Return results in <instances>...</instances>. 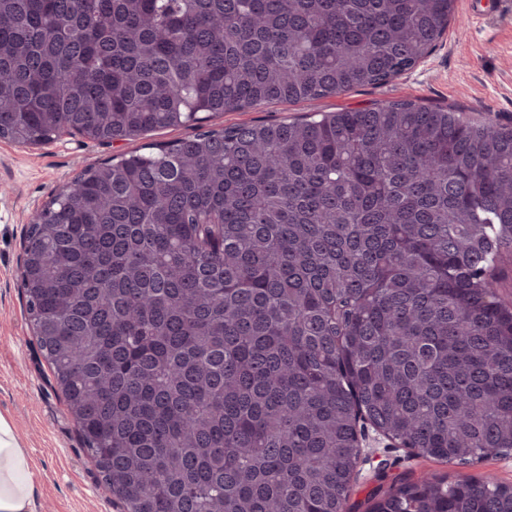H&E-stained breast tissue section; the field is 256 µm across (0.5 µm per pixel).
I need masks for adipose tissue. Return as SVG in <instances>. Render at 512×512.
Returning <instances> with one entry per match:
<instances>
[{
    "label": "adipose tissue",
    "mask_w": 512,
    "mask_h": 512,
    "mask_svg": "<svg viewBox=\"0 0 512 512\" xmlns=\"http://www.w3.org/2000/svg\"><path fill=\"white\" fill-rule=\"evenodd\" d=\"M0 512H37L31 457L13 424L0 415Z\"/></svg>",
    "instance_id": "1"
}]
</instances>
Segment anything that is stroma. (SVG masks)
I'll list each match as a JSON object with an SVG mask.
<instances>
[{"mask_svg": "<svg viewBox=\"0 0 512 512\" xmlns=\"http://www.w3.org/2000/svg\"><path fill=\"white\" fill-rule=\"evenodd\" d=\"M415 100L463 111L472 122L512 126V0H455L453 18L437 49L389 82L295 104H268L210 116L220 127L297 119L314 112ZM190 126L112 142L65 137L44 148L0 138V414L14 425L31 456L38 512H123L84 452L77 425L40 354L21 286L23 240L32 210L81 170L148 144H170L193 134ZM347 512H367L371 495L396 479H456L493 475L512 486V455H490L458 466L398 448L368 431Z\"/></svg>", "mask_w": 512, "mask_h": 512, "instance_id": "stroma-1", "label": "stroma"}]
</instances>
